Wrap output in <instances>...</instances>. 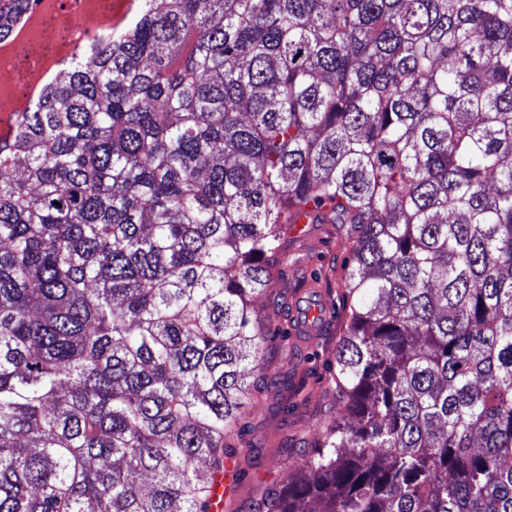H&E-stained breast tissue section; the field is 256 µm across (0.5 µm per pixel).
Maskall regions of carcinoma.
<instances>
[{"label":"carcinoma","instance_id":"cac0c4a2","mask_svg":"<svg viewBox=\"0 0 512 512\" xmlns=\"http://www.w3.org/2000/svg\"><path fill=\"white\" fill-rule=\"evenodd\" d=\"M137 2L0 142V512H210L302 207L347 416L265 512H512V0Z\"/></svg>","mask_w":512,"mask_h":512}]
</instances>
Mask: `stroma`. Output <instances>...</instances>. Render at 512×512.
I'll return each instance as SVG.
<instances>
[{
	"mask_svg": "<svg viewBox=\"0 0 512 512\" xmlns=\"http://www.w3.org/2000/svg\"><path fill=\"white\" fill-rule=\"evenodd\" d=\"M281 275L274 288L253 303L269 320L275 337L265 345L273 382L261 403L241 421L242 443L228 463L233 480L224 497V512H258L288 477V462L313 452L327 424L346 411L336 396V345L347 312L342 296L351 264V244L332 224H309L286 230L280 241ZM325 293L332 302L324 330L311 343L291 334L288 315L295 300Z\"/></svg>",
	"mask_w": 512,
	"mask_h": 512,
	"instance_id": "35a3bbf8",
	"label": "stroma"
}]
</instances>
